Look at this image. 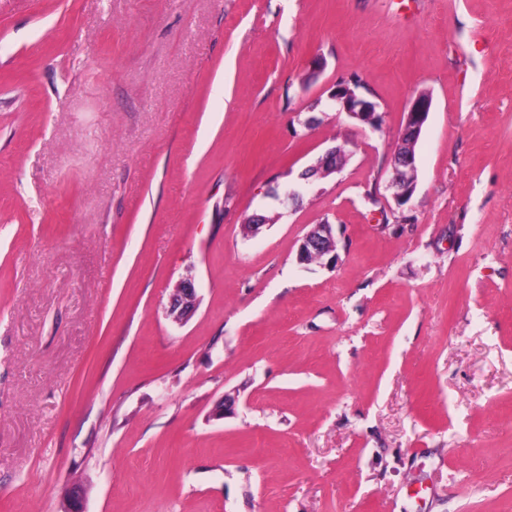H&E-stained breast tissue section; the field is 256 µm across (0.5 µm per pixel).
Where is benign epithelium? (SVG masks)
<instances>
[{
  "label": "benign epithelium",
  "mask_w": 512,
  "mask_h": 512,
  "mask_svg": "<svg viewBox=\"0 0 512 512\" xmlns=\"http://www.w3.org/2000/svg\"><path fill=\"white\" fill-rule=\"evenodd\" d=\"M326 103L328 107L338 109L354 121L375 127L377 105L359 95L346 83L339 82L330 89ZM431 107L432 95L427 91L417 93L410 103L403 128L394 143L392 173L387 181L386 190L390 192L391 199L398 207L409 201L416 189L415 144L428 119ZM346 162L347 156L343 155L338 147L328 149L315 166L305 170L301 176L302 182L283 186V200L296 203L321 177L341 172ZM336 250L332 225L317 224L300 240L296 260L302 265H308L315 260L326 258L328 263L334 264L337 259ZM196 304L197 291L194 282L190 279L182 280L170 296L168 316L180 324L185 323L194 314Z\"/></svg>",
  "instance_id": "1"
}]
</instances>
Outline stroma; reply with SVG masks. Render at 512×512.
Returning <instances> with one entry per match:
<instances>
[{
    "label": "stroma",
    "mask_w": 512,
    "mask_h": 512,
    "mask_svg": "<svg viewBox=\"0 0 512 512\" xmlns=\"http://www.w3.org/2000/svg\"><path fill=\"white\" fill-rule=\"evenodd\" d=\"M353 79L381 130L326 106ZM422 90L416 190L378 209ZM324 222L337 263L297 264ZM76 485L512 512V0H0V512ZM341 147H332L318 160L317 164L301 174L303 183L286 184L281 190L284 201L296 203L298 199L322 176H330L343 170L347 162V154L343 155ZM304 174V175H303ZM197 304V291L191 279L180 281L170 296L168 316L180 324L187 322L194 314Z\"/></svg>",
    "instance_id": "1"
}]
</instances>
